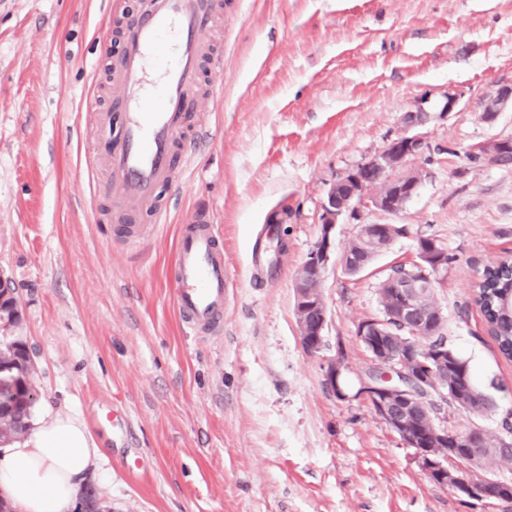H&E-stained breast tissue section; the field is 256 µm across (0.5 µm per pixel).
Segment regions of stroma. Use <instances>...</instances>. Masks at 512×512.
Segmentation results:
<instances>
[{
    "instance_id": "stroma-1",
    "label": "stroma",
    "mask_w": 512,
    "mask_h": 512,
    "mask_svg": "<svg viewBox=\"0 0 512 512\" xmlns=\"http://www.w3.org/2000/svg\"><path fill=\"white\" fill-rule=\"evenodd\" d=\"M194 97L207 134L160 190L168 224L135 238L116 212L97 111L117 93L116 18L138 0H0V272L34 363L32 417L82 419L103 453L87 478L107 512H504L435 485L359 389L373 364L356 336L379 315L387 267L417 238L454 255L435 290L443 334L497 412L443 407L449 429L499 434L512 409L501 359L470 303L483 267L512 255V166L469 159L512 138V112L481 105L512 86V0H223ZM456 109L443 111L447 94ZM429 114L421 185L394 216L362 211L335 229L322 281L327 323L303 344L293 279L322 234V203L344 172ZM287 209L277 275L250 264L269 214ZM215 224L228 274L224 327L198 334L174 305L171 265L194 213ZM406 227L358 276L339 260L359 223ZM344 365V396L326 382Z\"/></svg>"
}]
</instances>
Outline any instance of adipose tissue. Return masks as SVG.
Instances as JSON below:
<instances>
[{
	"label": "adipose tissue",
	"mask_w": 512,
	"mask_h": 512,
	"mask_svg": "<svg viewBox=\"0 0 512 512\" xmlns=\"http://www.w3.org/2000/svg\"><path fill=\"white\" fill-rule=\"evenodd\" d=\"M99 455L79 419L44 416L24 438L0 445V493L14 512H72Z\"/></svg>",
	"instance_id": "adipose-tissue-1"
}]
</instances>
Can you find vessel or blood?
<instances>
[{
    "label": "vessel or blood",
    "mask_w": 512,
    "mask_h": 512,
    "mask_svg": "<svg viewBox=\"0 0 512 512\" xmlns=\"http://www.w3.org/2000/svg\"><path fill=\"white\" fill-rule=\"evenodd\" d=\"M220 15L219 0H143L138 20L122 30L124 50L113 67L119 114L101 117L110 140L112 199L121 211H147L153 224L167 222L157 191L173 181L172 153L190 119L209 55L207 37ZM150 58L156 61L151 72L145 69ZM172 280L176 309L191 329L223 327L224 250L205 219L182 225Z\"/></svg>",
    "instance_id": "1"
}]
</instances>
